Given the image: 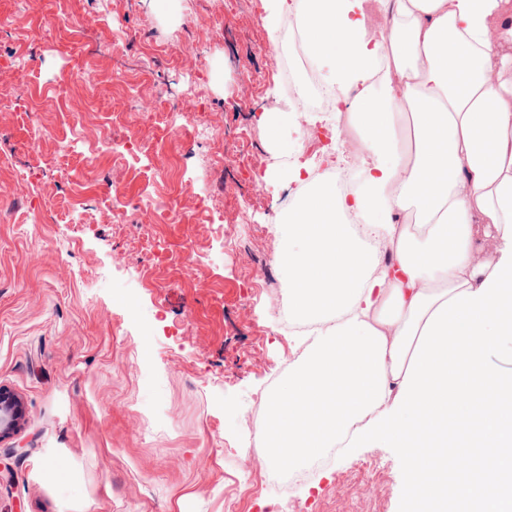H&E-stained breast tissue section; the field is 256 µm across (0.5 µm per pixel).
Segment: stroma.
Wrapping results in <instances>:
<instances>
[{
    "label": "stroma",
    "instance_id": "stroma-1",
    "mask_svg": "<svg viewBox=\"0 0 512 512\" xmlns=\"http://www.w3.org/2000/svg\"><path fill=\"white\" fill-rule=\"evenodd\" d=\"M264 11L0 0V388L24 407L0 437V512H413L401 449L374 438L284 496L241 488L249 425L298 353L280 325L288 170L333 166L288 110ZM185 97L195 112H141ZM128 141L161 160L122 157ZM146 196L181 222L146 223Z\"/></svg>",
    "mask_w": 512,
    "mask_h": 512
}]
</instances>
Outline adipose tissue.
Masks as SVG:
<instances>
[{"label": "adipose tissue", "mask_w": 512, "mask_h": 512, "mask_svg": "<svg viewBox=\"0 0 512 512\" xmlns=\"http://www.w3.org/2000/svg\"><path fill=\"white\" fill-rule=\"evenodd\" d=\"M366 2L265 3L273 37L296 13L367 155L345 194L288 172L301 193L278 263L312 329L267 398L258 454L298 469L383 436L426 512H512V375L488 357L512 350V86L493 51L512 0H381L382 36ZM481 232L494 262L472 257ZM466 422L467 454L448 435Z\"/></svg>", "instance_id": "obj_1"}]
</instances>
